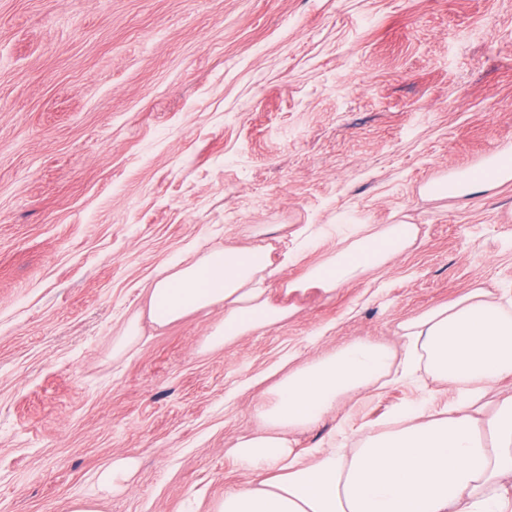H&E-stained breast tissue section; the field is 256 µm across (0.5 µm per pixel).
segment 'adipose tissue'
Listing matches in <instances>:
<instances>
[{
	"mask_svg": "<svg viewBox=\"0 0 512 512\" xmlns=\"http://www.w3.org/2000/svg\"><path fill=\"white\" fill-rule=\"evenodd\" d=\"M487 176L457 172L428 184L429 193L462 194L512 179V151L487 160ZM335 250L288 281L286 293L326 295L385 266L417 238L413 224H325L299 229L294 247L273 263L267 246L221 248L164 271L148 291L160 326L215 305L224 317L209 347L284 321L294 309L273 303L266 275L301 263L317 238ZM401 349L359 338L284 375L257 404L261 431L241 438L234 456L243 480L214 512H512V393L488 406L489 390L512 379V291L477 289L446 308L400 325ZM422 379L424 395L369 425L337 424L311 461L294 453L289 433L303 431L345 400L389 383ZM136 467L118 459L97 476V493L70 512H99Z\"/></svg>",
	"mask_w": 512,
	"mask_h": 512,
	"instance_id": "obj_1",
	"label": "adipose tissue"
}]
</instances>
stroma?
<instances>
[{
  "label": "stroma",
  "mask_w": 512,
  "mask_h": 512,
  "mask_svg": "<svg viewBox=\"0 0 512 512\" xmlns=\"http://www.w3.org/2000/svg\"><path fill=\"white\" fill-rule=\"evenodd\" d=\"M509 149L512 0H0V512H69L119 457L101 512H212L282 374L512 287V179L425 190ZM400 222L388 265L234 344H204L219 306L149 321L173 261ZM421 394L341 402L294 448Z\"/></svg>",
  "instance_id": "stroma-1"
}]
</instances>
